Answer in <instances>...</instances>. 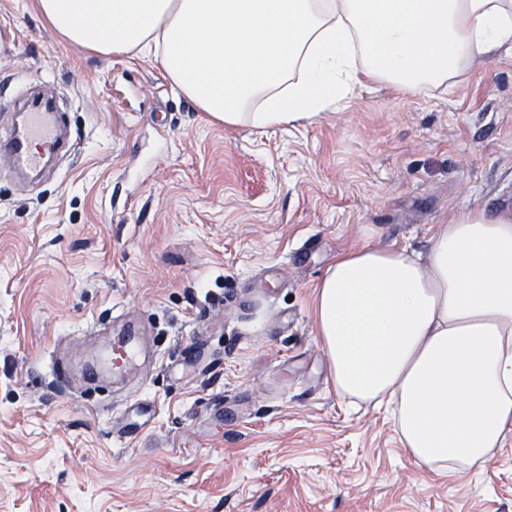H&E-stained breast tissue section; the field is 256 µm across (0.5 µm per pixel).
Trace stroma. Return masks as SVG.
<instances>
[{
    "instance_id": "1",
    "label": "stroma",
    "mask_w": 512,
    "mask_h": 512,
    "mask_svg": "<svg viewBox=\"0 0 512 512\" xmlns=\"http://www.w3.org/2000/svg\"><path fill=\"white\" fill-rule=\"evenodd\" d=\"M38 81L70 143L36 184L0 157V512H512V435L483 469L419 468L385 409L337 397L311 308L340 251L512 209V55L228 130L153 57L0 0V105ZM127 328L142 354L91 383Z\"/></svg>"
}]
</instances>
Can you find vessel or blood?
<instances>
[{
    "label": "vessel or blood",
    "mask_w": 512,
    "mask_h": 512,
    "mask_svg": "<svg viewBox=\"0 0 512 512\" xmlns=\"http://www.w3.org/2000/svg\"><path fill=\"white\" fill-rule=\"evenodd\" d=\"M63 116L37 97L26 98L16 115L9 135L0 136V156L12 170L34 172L41 168L46 156L62 146ZM139 353L136 337L128 336L114 343L101 359L102 366L120 368Z\"/></svg>",
    "instance_id": "1"
}]
</instances>
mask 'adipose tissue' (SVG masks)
<instances>
[{
    "instance_id": "ef3b65f1",
    "label": "adipose tissue",
    "mask_w": 512,
    "mask_h": 512,
    "mask_svg": "<svg viewBox=\"0 0 512 512\" xmlns=\"http://www.w3.org/2000/svg\"><path fill=\"white\" fill-rule=\"evenodd\" d=\"M102 55L138 50L213 121L317 118L354 88L420 92L512 52V0H34ZM330 381L386 406L422 468L481 467L512 432V211L433 225L427 254L339 252L313 287Z\"/></svg>"
}]
</instances>
